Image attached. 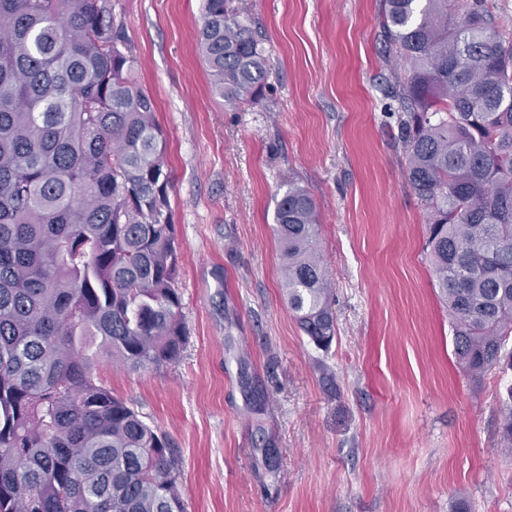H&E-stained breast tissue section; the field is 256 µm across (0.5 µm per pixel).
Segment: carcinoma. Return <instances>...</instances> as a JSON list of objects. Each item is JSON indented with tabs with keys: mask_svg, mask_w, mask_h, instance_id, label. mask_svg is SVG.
<instances>
[{
	"mask_svg": "<svg viewBox=\"0 0 512 512\" xmlns=\"http://www.w3.org/2000/svg\"><path fill=\"white\" fill-rule=\"evenodd\" d=\"M407 176L448 306L480 377L512 339V41L488 0H383ZM198 48L216 93L269 77L231 0H203ZM110 0H0V512H186L166 435L95 381L93 342L132 369L186 339L166 141ZM288 308L319 349L335 335L313 199L275 211Z\"/></svg>",
	"mask_w": 512,
	"mask_h": 512,
	"instance_id": "1",
	"label": "carcinoma"
}]
</instances>
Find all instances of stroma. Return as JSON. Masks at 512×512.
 Returning a JSON list of instances; mask_svg holds the SVG:
<instances>
[{
  "mask_svg": "<svg viewBox=\"0 0 512 512\" xmlns=\"http://www.w3.org/2000/svg\"><path fill=\"white\" fill-rule=\"evenodd\" d=\"M166 139L185 345L94 374L180 458L187 512H512V367L475 378L427 258L398 140L382 0H233L266 50L257 100L212 89L202 0H111ZM318 212L336 335L288 308V185Z\"/></svg>",
  "mask_w": 512,
  "mask_h": 512,
  "instance_id": "1",
  "label": "stroma"
}]
</instances>
